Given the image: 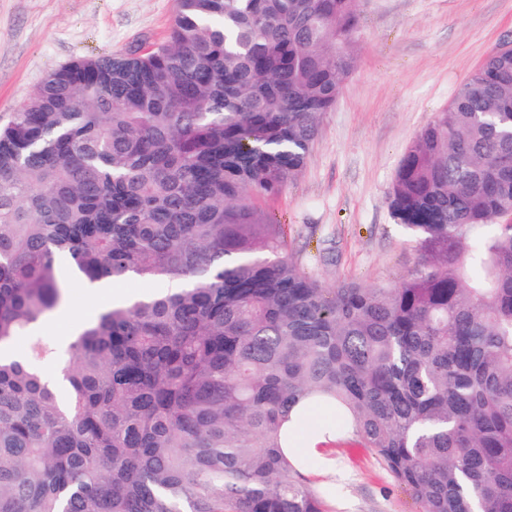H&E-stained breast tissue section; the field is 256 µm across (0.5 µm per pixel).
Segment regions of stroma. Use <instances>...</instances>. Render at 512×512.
I'll list each match as a JSON object with an SVG mask.
<instances>
[{
    "mask_svg": "<svg viewBox=\"0 0 512 512\" xmlns=\"http://www.w3.org/2000/svg\"><path fill=\"white\" fill-rule=\"evenodd\" d=\"M356 68L320 119L306 167L273 205L288 255L325 287L377 286L416 268L420 253L387 198L398 165L435 114L492 52L512 42V0H358ZM176 0H0V114L23 104L46 73L71 60L165 40ZM151 292L137 279L66 303L38 331L67 348L111 306L113 289ZM326 512H418L380 460L356 439L327 442L302 469Z\"/></svg>",
    "mask_w": 512,
    "mask_h": 512,
    "instance_id": "obj_1",
    "label": "stroma"
}]
</instances>
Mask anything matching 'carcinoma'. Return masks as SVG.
<instances>
[{"instance_id":"1","label":"carcinoma","mask_w":512,"mask_h":512,"mask_svg":"<svg viewBox=\"0 0 512 512\" xmlns=\"http://www.w3.org/2000/svg\"><path fill=\"white\" fill-rule=\"evenodd\" d=\"M357 0H177L166 40L65 63L0 117V512H323L288 455L320 405L420 512H512V44L405 152L422 252L326 288L264 205L356 66ZM73 276L169 284L37 333Z\"/></svg>"}]
</instances>
